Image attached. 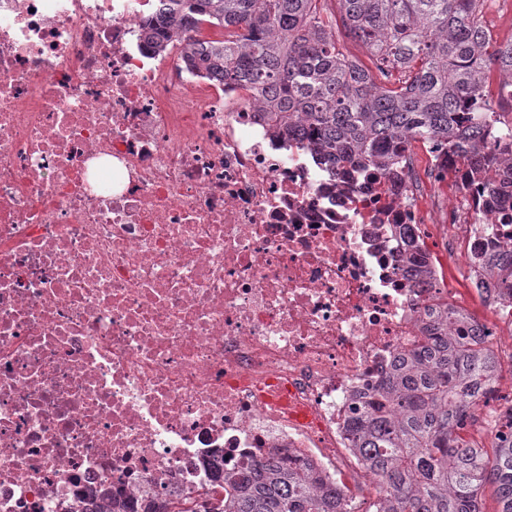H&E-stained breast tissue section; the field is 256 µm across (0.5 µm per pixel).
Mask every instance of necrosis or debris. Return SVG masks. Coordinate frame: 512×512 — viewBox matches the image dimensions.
I'll list each match as a JSON object with an SVG mask.
<instances>
[{"mask_svg":"<svg viewBox=\"0 0 512 512\" xmlns=\"http://www.w3.org/2000/svg\"><path fill=\"white\" fill-rule=\"evenodd\" d=\"M158 8L0 0V512H194L270 457L378 494L351 426L437 304L512 355L475 255L512 247V196L428 146L395 185L280 147L251 91L144 49ZM432 233L463 293L408 263Z\"/></svg>","mask_w":512,"mask_h":512,"instance_id":"4bbe7bcc","label":"necrosis or debris"}]
</instances>
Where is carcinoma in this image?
Listing matches in <instances>:
<instances>
[{
    "mask_svg": "<svg viewBox=\"0 0 512 512\" xmlns=\"http://www.w3.org/2000/svg\"><path fill=\"white\" fill-rule=\"evenodd\" d=\"M336 2L337 17L322 0H160L144 29L154 50L178 48L187 69L248 86L276 136L304 132L329 167L370 165L396 182L403 154L423 141L481 157L472 176L493 169L512 187V129L484 137L497 122L483 93L488 72L512 86V40L493 38L488 0ZM205 23L224 37L193 36ZM342 33L363 43L383 82L345 55ZM439 319L458 326L456 339L437 326L398 357L352 424L354 447L392 512H484L488 490L496 512H512V440L487 447L461 435L503 362L463 313L443 304ZM313 483L295 460L254 462L226 498L204 494L195 512H344L340 490Z\"/></svg>",
    "mask_w": 512,
    "mask_h": 512,
    "instance_id": "carcinoma-1",
    "label": "carcinoma"
}]
</instances>
